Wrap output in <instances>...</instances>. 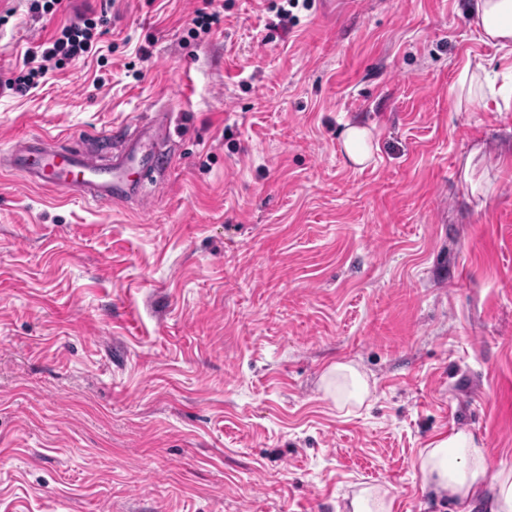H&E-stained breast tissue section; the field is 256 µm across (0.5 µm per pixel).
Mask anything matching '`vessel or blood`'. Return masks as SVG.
I'll use <instances>...</instances> for the list:
<instances>
[{"label": "vessel or blood", "mask_w": 512, "mask_h": 512, "mask_svg": "<svg viewBox=\"0 0 512 512\" xmlns=\"http://www.w3.org/2000/svg\"><path fill=\"white\" fill-rule=\"evenodd\" d=\"M156 122V115L140 114L138 125L142 138L129 142L109 164L84 152L49 145L47 140L39 138L24 146L16 167L33 184L76 189L97 204L118 200L134 191L128 180L129 172H141L156 165L150 140Z\"/></svg>", "instance_id": "1"}]
</instances>
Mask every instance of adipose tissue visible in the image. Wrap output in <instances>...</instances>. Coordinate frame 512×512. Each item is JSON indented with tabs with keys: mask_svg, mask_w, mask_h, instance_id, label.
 Returning a JSON list of instances; mask_svg holds the SVG:
<instances>
[{
	"mask_svg": "<svg viewBox=\"0 0 512 512\" xmlns=\"http://www.w3.org/2000/svg\"><path fill=\"white\" fill-rule=\"evenodd\" d=\"M482 42L512 55V0H473L469 7ZM452 91L459 107L470 110L512 103V83L501 84L482 62L465 61ZM326 389L338 407L362 404L370 393L368 381L351 365L329 367ZM425 485L448 495L459 512L481 504L484 512H512V469L489 476L482 442L466 431L437 438L420 454Z\"/></svg>",
	"mask_w": 512,
	"mask_h": 512,
	"instance_id": "obj_1",
	"label": "adipose tissue"
}]
</instances>
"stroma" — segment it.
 I'll return each instance as SVG.
<instances>
[{
  "label": "stroma",
  "mask_w": 512,
  "mask_h": 512,
  "mask_svg": "<svg viewBox=\"0 0 512 512\" xmlns=\"http://www.w3.org/2000/svg\"><path fill=\"white\" fill-rule=\"evenodd\" d=\"M5 0L0 154L110 156L162 119L146 200L94 204L0 165V512H457L419 455L459 429L512 467V108L465 0ZM88 56L6 85L76 12ZM149 57H142L140 47ZM374 154L346 164V123ZM480 151L493 186L462 179ZM370 394L337 410L330 365ZM202 5L197 7L194 11V17L192 18V24L196 28H200L203 33H210L213 27H218L221 23L220 11L216 9L214 3L215 0H202ZM497 74L489 70L481 61L466 60L459 72L456 84L452 88L457 103L465 110L483 108L494 105L501 110V103L505 108L512 102V83L497 85ZM353 509L354 512H389L391 503L377 489L366 488L353 501Z\"/></svg>",
  "instance_id": "35a3bbf8"
}]
</instances>
